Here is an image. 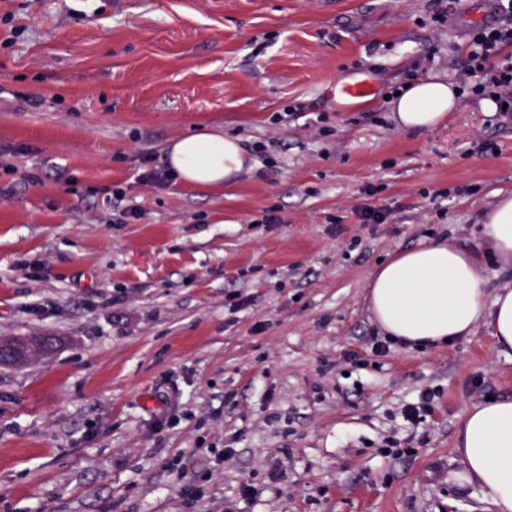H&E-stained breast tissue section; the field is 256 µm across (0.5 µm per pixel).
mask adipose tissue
Listing matches in <instances>:
<instances>
[{"instance_id":"1","label":"adipose tissue","mask_w":512,"mask_h":512,"mask_svg":"<svg viewBox=\"0 0 512 512\" xmlns=\"http://www.w3.org/2000/svg\"><path fill=\"white\" fill-rule=\"evenodd\" d=\"M457 104L441 81L410 86L393 103L409 130L435 126ZM168 166L187 184L219 185L240 172V141L200 131L167 148ZM484 234L501 270H512V195L500 196ZM484 255L444 243L403 251L380 266L368 288L369 308L389 336L415 346H436L489 325L498 345L512 348V286L489 293ZM455 448L466 477L478 484L494 512H512V399L471 406L460 418Z\"/></svg>"}]
</instances>
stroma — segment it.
Returning a JSON list of instances; mask_svg holds the SVG:
<instances>
[{"label": "stroma", "mask_w": 512, "mask_h": 512, "mask_svg": "<svg viewBox=\"0 0 512 512\" xmlns=\"http://www.w3.org/2000/svg\"><path fill=\"white\" fill-rule=\"evenodd\" d=\"M5 15L0 337L61 344L0 368V512H489L455 434L512 397V349L482 323L409 348L366 301L401 251L480 248L512 194V118L482 95L420 131L392 110L402 83L459 86L488 0H0ZM363 78L370 100L340 96ZM202 129L240 139L242 171L141 183L143 153L165 166Z\"/></svg>", "instance_id": "35a3bbf8"}]
</instances>
